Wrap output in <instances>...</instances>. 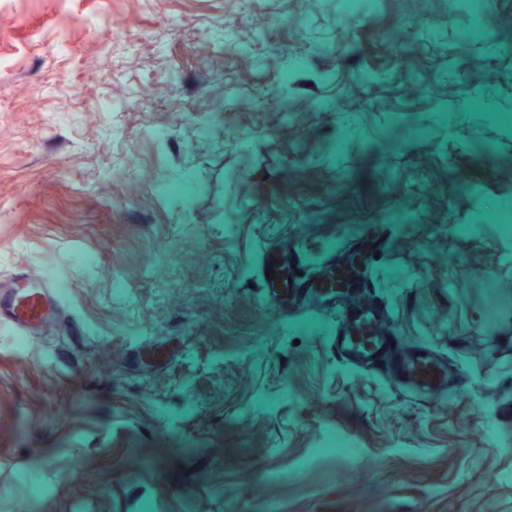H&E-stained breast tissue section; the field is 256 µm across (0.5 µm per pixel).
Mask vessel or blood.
Wrapping results in <instances>:
<instances>
[{"instance_id": "1", "label": "vessel or blood", "mask_w": 512, "mask_h": 512, "mask_svg": "<svg viewBox=\"0 0 512 512\" xmlns=\"http://www.w3.org/2000/svg\"><path fill=\"white\" fill-rule=\"evenodd\" d=\"M25 279L27 285L23 288L0 287V324L23 334L46 324L58 311L56 288L30 272Z\"/></svg>"}]
</instances>
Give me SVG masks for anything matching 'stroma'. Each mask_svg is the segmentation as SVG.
I'll use <instances>...</instances> for the list:
<instances>
[{"label": "stroma", "instance_id": "stroma-1", "mask_svg": "<svg viewBox=\"0 0 512 512\" xmlns=\"http://www.w3.org/2000/svg\"><path fill=\"white\" fill-rule=\"evenodd\" d=\"M290 2L0 0V280L35 266L63 300L0 326V512H512V316L484 322L489 289L512 297L484 220L512 208V0ZM391 124L412 133L385 156ZM450 220L474 230L434 235ZM367 238L364 330L399 336L403 373L325 289ZM306 316L331 325L295 341ZM327 420L361 464L304 467Z\"/></svg>", "mask_w": 512, "mask_h": 512}]
</instances>
